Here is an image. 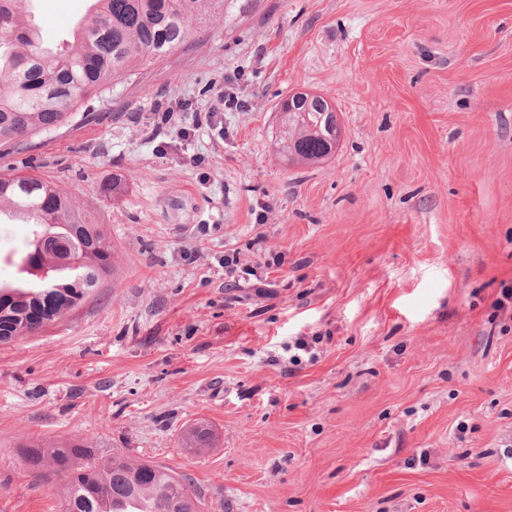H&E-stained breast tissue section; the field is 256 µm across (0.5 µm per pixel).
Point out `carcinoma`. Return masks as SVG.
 Returning a JSON list of instances; mask_svg holds the SVG:
<instances>
[{
    "label": "carcinoma",
    "mask_w": 512,
    "mask_h": 512,
    "mask_svg": "<svg viewBox=\"0 0 512 512\" xmlns=\"http://www.w3.org/2000/svg\"><path fill=\"white\" fill-rule=\"evenodd\" d=\"M234 0H93L83 30L60 50L44 46L19 0H0V146L18 149L75 119L91 118L88 91L99 94L129 80L146 64L183 45L192 31L224 15ZM278 152L303 165L336 152V130L323 112L279 108ZM27 218L31 238L22 272L37 283L0 284L11 293L0 309V334H32L24 328L29 308L53 300L57 321L83 303L115 270L112 244L101 226L73 205L61 188L35 175L0 177V208ZM24 463L65 482L62 512H115L113 504L147 499L152 512H200V494L189 479L161 465L114 454L102 458L80 442L23 445Z\"/></svg>",
    "instance_id": "1"
}]
</instances>
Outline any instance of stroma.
Returning <instances> with one entry per match:
<instances>
[{
  "label": "stroma",
  "mask_w": 512,
  "mask_h": 512,
  "mask_svg": "<svg viewBox=\"0 0 512 512\" xmlns=\"http://www.w3.org/2000/svg\"><path fill=\"white\" fill-rule=\"evenodd\" d=\"M32 4L55 48L89 0ZM295 92L341 119L318 167L274 148ZM87 103L0 150L115 253L0 344V512H60L18 448L72 440L188 475L202 512H512V0H252ZM30 230L0 217V282Z\"/></svg>",
  "instance_id": "obj_1"
}]
</instances>
